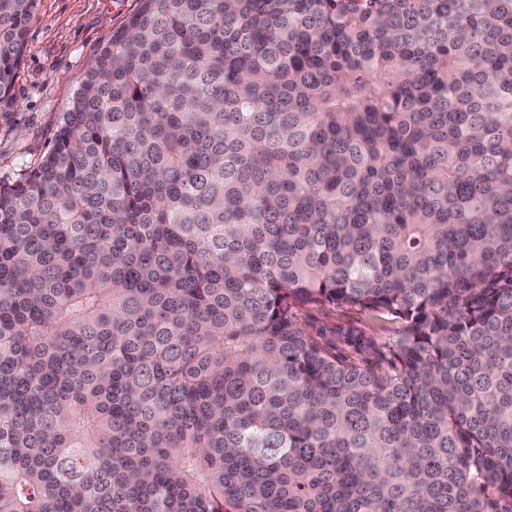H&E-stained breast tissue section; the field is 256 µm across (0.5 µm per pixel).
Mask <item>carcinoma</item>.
Masks as SVG:
<instances>
[{"mask_svg":"<svg viewBox=\"0 0 512 512\" xmlns=\"http://www.w3.org/2000/svg\"><path fill=\"white\" fill-rule=\"evenodd\" d=\"M37 0H0V102ZM308 304L402 323L379 371ZM512 500V0H140L0 185V512Z\"/></svg>","mask_w":512,"mask_h":512,"instance_id":"cac0c4a2","label":"carcinoma"}]
</instances>
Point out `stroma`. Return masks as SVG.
Returning a JSON list of instances; mask_svg holds the SVG:
<instances>
[{"mask_svg": "<svg viewBox=\"0 0 512 512\" xmlns=\"http://www.w3.org/2000/svg\"><path fill=\"white\" fill-rule=\"evenodd\" d=\"M140 0H38L10 101L0 103V184L40 163L85 73ZM306 330L337 358L369 369L387 364L400 320L351 307L302 308Z\"/></svg>", "mask_w": 512, "mask_h": 512, "instance_id": "1", "label": "stroma"}]
</instances>
